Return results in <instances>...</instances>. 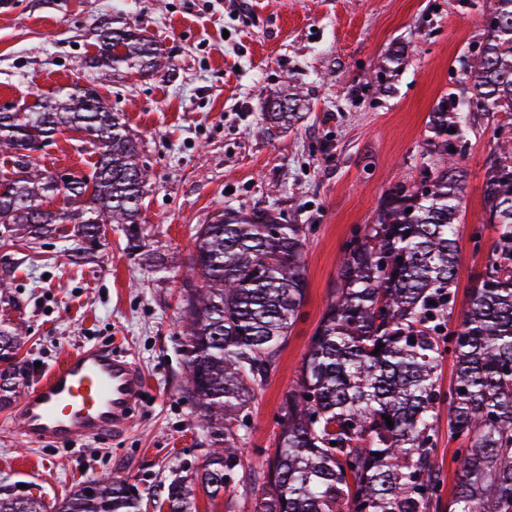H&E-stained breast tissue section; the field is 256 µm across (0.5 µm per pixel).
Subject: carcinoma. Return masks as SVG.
I'll return each mask as SVG.
<instances>
[{"instance_id":"obj_1","label":"carcinoma","mask_w":512,"mask_h":512,"mask_svg":"<svg viewBox=\"0 0 512 512\" xmlns=\"http://www.w3.org/2000/svg\"><path fill=\"white\" fill-rule=\"evenodd\" d=\"M494 16L497 28L485 30L466 69L469 102L477 112L503 113L511 126L512 0H496ZM98 37L91 68L161 65L155 43L135 29L107 27ZM457 106L450 94L430 116L438 165L390 189L377 221L349 239L261 471L244 452L255 401L305 301L307 227L283 224L271 210L222 212L199 225L179 298L182 398L216 439L202 472L168 483L166 512H196L199 488L241 507L259 483L254 512H433L443 486L433 448L444 398L450 435L461 440L448 512H512V136L497 142L483 181L485 219L498 239L452 328L466 177ZM264 118L283 128L300 113L293 98L276 97ZM64 128L83 131L98 154L91 173L66 181L34 157ZM1 153L13 167V177L0 179L1 243L62 234L70 223V253L79 255L104 245L106 225L140 223L149 174L122 115L94 90H56L0 112ZM59 195L64 206L44 208ZM23 345L18 329L0 325V404L28 376ZM449 355L456 371L444 395L437 373ZM0 512H140V500L127 480L103 476L51 505L0 488Z\"/></svg>"}]
</instances>
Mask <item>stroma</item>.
<instances>
[{"label":"stroma","instance_id":"stroma-1","mask_svg":"<svg viewBox=\"0 0 512 512\" xmlns=\"http://www.w3.org/2000/svg\"><path fill=\"white\" fill-rule=\"evenodd\" d=\"M495 0H0V102L33 104L45 92L95 88L139 143L151 188L137 226L145 250L169 270L138 264L126 234L71 260L69 238L35 249L0 245V324L25 329L21 351L35 384L61 355L113 345L143 371L146 398L117 437L59 445L24 441L16 406L0 409V487L25 485L51 502L109 475L128 480L141 512H156L167 484L201 468L213 436L182 399L181 275L197 225L227 208L276 209L308 225L306 301L280 365L258 396L246 453L272 455L278 408L331 296L346 240L374 223L386 192L419 180L430 150L429 115L442 97L467 102L464 69L484 39ZM139 29L167 67L141 74L85 65L100 26ZM294 85L304 117L287 129L263 121L268 98ZM499 117L468 112L467 176L460 194L457 306L497 239L481 189ZM84 132L63 130L40 153L47 170L89 172ZM434 459L451 498L457 441L439 405Z\"/></svg>","mask_w":512,"mask_h":512}]
</instances>
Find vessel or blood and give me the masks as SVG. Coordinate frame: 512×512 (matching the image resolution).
<instances>
[{"label": "vessel or blood", "instance_id": "vessel-or-blood-1", "mask_svg": "<svg viewBox=\"0 0 512 512\" xmlns=\"http://www.w3.org/2000/svg\"><path fill=\"white\" fill-rule=\"evenodd\" d=\"M145 378L128 356L97 344L63 354L18 409L28 442L64 444L117 433L130 423Z\"/></svg>", "mask_w": 512, "mask_h": 512}]
</instances>
